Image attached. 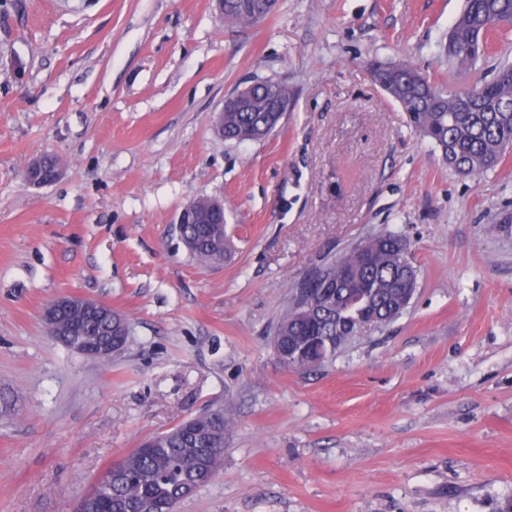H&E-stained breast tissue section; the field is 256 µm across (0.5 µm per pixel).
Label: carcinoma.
<instances>
[{
  "label": "carcinoma",
  "instance_id": "carcinoma-1",
  "mask_svg": "<svg viewBox=\"0 0 512 512\" xmlns=\"http://www.w3.org/2000/svg\"><path fill=\"white\" fill-rule=\"evenodd\" d=\"M228 22L253 25L270 15L264 0H224ZM512 0H465L448 33V65L473 68L492 42L512 26ZM373 81L406 112L414 131L429 139L443 161L459 174L480 175L497 167L512 147V64L499 66L491 79L472 88L448 91L424 77L405 60L370 63ZM291 91L281 79H262L250 93L224 104L226 141L262 140L278 127ZM191 258L203 266L228 259L233 250L224 217L209 199L197 200V216L177 225ZM417 272L404 238L384 230L310 271L293 289L275 336L288 340L285 358L292 370L316 369L335 358L341 337L359 327L382 328L408 307ZM59 323L78 329L57 343L76 342L106 348L121 338L113 318L65 305ZM228 410L186 419L147 440L123 457L118 472L97 482L83 502V512H176L197 488L224 466V431Z\"/></svg>",
  "mask_w": 512,
  "mask_h": 512
}]
</instances>
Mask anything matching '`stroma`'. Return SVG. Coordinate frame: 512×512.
Returning a JSON list of instances; mask_svg holds the SVG:
<instances>
[{
    "label": "stroma",
    "mask_w": 512,
    "mask_h": 512,
    "mask_svg": "<svg viewBox=\"0 0 512 512\" xmlns=\"http://www.w3.org/2000/svg\"><path fill=\"white\" fill-rule=\"evenodd\" d=\"M464 0H279L253 26L213 0H0V512H76L112 460L231 406L224 467L178 512H502L512 501V154L462 176L377 87L410 59L450 89ZM294 95L274 133L219 135L258 79ZM44 155L60 176L25 172ZM224 201L235 248L188 255L182 207ZM417 290L388 326L302 372L272 337L313 267L383 230ZM63 295L129 320L109 361L49 340Z\"/></svg>",
    "instance_id": "35a3bbf8"
}]
</instances>
